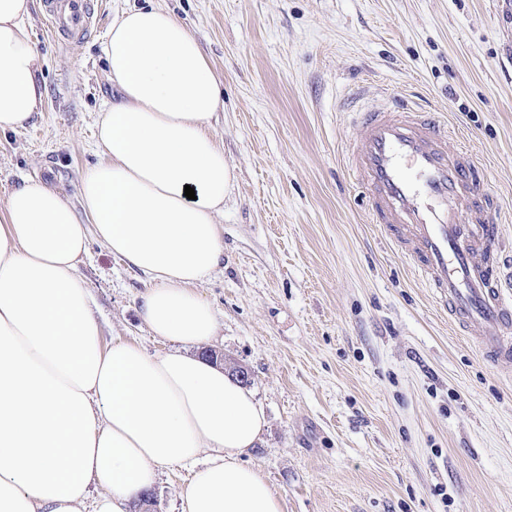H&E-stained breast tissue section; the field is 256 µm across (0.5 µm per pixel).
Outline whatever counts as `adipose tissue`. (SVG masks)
<instances>
[{
  "label": "adipose tissue",
  "instance_id": "ef3b65f1",
  "mask_svg": "<svg viewBox=\"0 0 512 512\" xmlns=\"http://www.w3.org/2000/svg\"><path fill=\"white\" fill-rule=\"evenodd\" d=\"M30 5L0 0L2 132L43 101ZM103 51L119 97L96 125L103 158L82 173L80 209L34 180L0 203V512H126L173 465L197 469L181 512H284L240 460L266 426L262 406L185 352L218 330L196 287L222 261L234 185L211 132L219 81L194 35L154 6L117 16ZM93 238L149 278L139 316L177 350L103 345L76 275Z\"/></svg>",
  "mask_w": 512,
  "mask_h": 512
}]
</instances>
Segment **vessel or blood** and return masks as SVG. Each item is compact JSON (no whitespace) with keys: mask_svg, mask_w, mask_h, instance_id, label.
Masks as SVG:
<instances>
[{"mask_svg":"<svg viewBox=\"0 0 512 512\" xmlns=\"http://www.w3.org/2000/svg\"><path fill=\"white\" fill-rule=\"evenodd\" d=\"M57 40L87 33V0H44ZM347 169L373 223L402 247L449 318L488 361L512 363V276L494 244L498 227L479 201L473 158L435 115L393 93L356 114Z\"/></svg>","mask_w":512,"mask_h":512,"instance_id":"vessel-or-blood-1","label":"vessel or blood"}]
</instances>
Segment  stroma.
<instances>
[{
	"instance_id": "35a3bbf8",
	"label": "stroma",
	"mask_w": 512,
	"mask_h": 512,
	"mask_svg": "<svg viewBox=\"0 0 512 512\" xmlns=\"http://www.w3.org/2000/svg\"><path fill=\"white\" fill-rule=\"evenodd\" d=\"M149 5L188 27L224 89L214 136L235 188L224 258L197 291L217 314L212 350L248 370L266 413L242 462L284 512H512V366L488 363L449 321L346 169L359 105L401 91L478 163L512 257V0H108L72 44L33 0L44 102L0 133V201L32 179L79 206L101 157L95 123L118 95L106 34ZM77 276L104 344L173 350L138 315L140 272L93 239ZM193 474L163 470L151 512H180Z\"/></svg>"
}]
</instances>
